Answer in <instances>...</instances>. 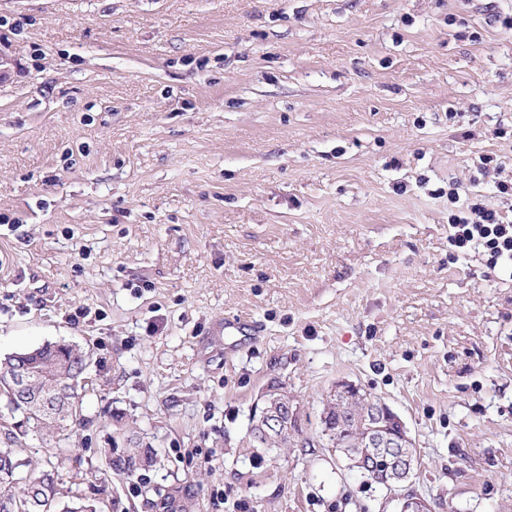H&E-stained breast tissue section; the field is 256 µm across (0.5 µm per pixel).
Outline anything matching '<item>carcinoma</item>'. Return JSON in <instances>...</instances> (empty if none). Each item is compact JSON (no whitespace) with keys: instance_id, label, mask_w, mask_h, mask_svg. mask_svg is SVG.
<instances>
[{"instance_id":"1","label":"carcinoma","mask_w":512,"mask_h":512,"mask_svg":"<svg viewBox=\"0 0 512 512\" xmlns=\"http://www.w3.org/2000/svg\"><path fill=\"white\" fill-rule=\"evenodd\" d=\"M16 358L15 353L0 358V389L6 395L7 407L12 414L21 413L20 426L25 433L46 445L52 442L61 451V442L68 439L72 426L80 420L89 352L77 345L47 342L24 358V364L37 375V388L57 394L47 405L17 400L9 382ZM321 423L324 431H341L348 426V418L329 406L323 409ZM106 463L119 475L137 478L156 466L157 451L131 441L119 452L110 449ZM23 466L25 463L16 457L15 449L0 448V512H52L58 494L55 467L48 461L38 469L24 472ZM144 494L149 512H198V491L193 484L146 486ZM33 500L39 502L38 507H30Z\"/></svg>"}]
</instances>
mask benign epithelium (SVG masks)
Returning a JSON list of instances; mask_svg holds the SVG:
<instances>
[{"mask_svg":"<svg viewBox=\"0 0 512 512\" xmlns=\"http://www.w3.org/2000/svg\"><path fill=\"white\" fill-rule=\"evenodd\" d=\"M12 386L30 399L47 401V396L33 389L26 369L15 370L9 377ZM298 412L292 407L288 394L270 389L262 395V407L253 416V426L266 438L292 433L291 424ZM356 432L347 436L336 435V445L358 449L353 466L364 474H371L386 489V497L395 503L397 512H430V506L412 491H404L417 476L418 461L409 451L413 440L402 420L377 399L360 410Z\"/></svg>","mask_w":512,"mask_h":512,"instance_id":"7a95c632","label":"benign epithelium"}]
</instances>
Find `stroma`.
<instances>
[{
  "label": "stroma",
  "instance_id": "stroma-1",
  "mask_svg": "<svg viewBox=\"0 0 512 512\" xmlns=\"http://www.w3.org/2000/svg\"><path fill=\"white\" fill-rule=\"evenodd\" d=\"M512 0H0V358L92 353L61 500L142 512L104 451L198 512H395L322 437L337 381L415 441L432 512H512V279L449 258L512 220ZM504 137H497V130ZM496 155L501 175L473 160ZM262 328L216 335L227 319ZM282 381L294 445L247 454ZM481 202L470 203L467 213L448 219L452 255L478 250L490 269L498 268L512 278V221ZM117 448H111L106 455L108 467L126 478H138L141 471L149 470L157 464V451L155 448L142 447L139 443L130 441L127 448L117 453Z\"/></svg>",
  "mask_w": 512,
  "mask_h": 512
}]
</instances>
